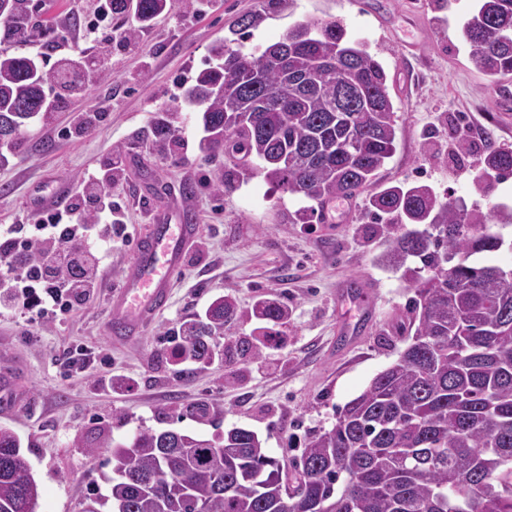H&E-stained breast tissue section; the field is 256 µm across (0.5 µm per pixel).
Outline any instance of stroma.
I'll return each instance as SVG.
<instances>
[{
	"instance_id": "obj_1",
	"label": "stroma",
	"mask_w": 512,
	"mask_h": 512,
	"mask_svg": "<svg viewBox=\"0 0 512 512\" xmlns=\"http://www.w3.org/2000/svg\"><path fill=\"white\" fill-rule=\"evenodd\" d=\"M475 0H191L136 32L130 15L107 19L98 40L110 69L66 96L53 124L31 120L0 164V226L33 215L34 198L72 187L84 171L124 162L112 199L133 236L112 257L102 286L60 326L31 337L23 323L0 318V356L22 368V396L0 425L15 431L40 486L37 512H82L89 494L111 512L112 468L91 458L88 442H124L140 429H173L209 437L234 427L256 431L268 452L298 457L308 434L330 429L341 409L402 349L392 322L414 292L385 259L382 225L369 223L363 191L336 211L333 223L312 217L308 201L274 190L255 164L224 170L223 154L204 156L201 116L181 86L209 61L213 45L231 39L238 18L260 11L241 35L245 48L277 42L294 25L342 21L383 65L397 115L396 150L377 185L424 184L487 211L512 206V178L478 182L485 143L512 149V79L489 84L469 62L459 27ZM99 0H56V34L43 57L55 68L82 55L72 17L88 19ZM171 112L178 144L161 153L154 119ZM85 112L103 118L81 137L64 130ZM468 138L470 152L457 151ZM191 215L201 251L173 281L166 310L136 340L116 342L107 329L111 296L133 260L136 236L161 214ZM227 296L238 312L217 339L210 362L179 373L169 334ZM263 298L284 302L290 317L274 347L245 361L227 353L230 336L255 334ZM103 350L109 365L68 378L58 362L69 348Z\"/></svg>"
}]
</instances>
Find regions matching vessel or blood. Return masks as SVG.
Masks as SVG:
<instances>
[{
  "label": "vessel or blood",
  "mask_w": 512,
  "mask_h": 512,
  "mask_svg": "<svg viewBox=\"0 0 512 512\" xmlns=\"http://www.w3.org/2000/svg\"><path fill=\"white\" fill-rule=\"evenodd\" d=\"M196 231L184 216L174 223L163 219L151 226L121 292L112 298L109 331L113 336L136 334L167 308L171 275L180 268Z\"/></svg>",
  "instance_id": "1"
}]
</instances>
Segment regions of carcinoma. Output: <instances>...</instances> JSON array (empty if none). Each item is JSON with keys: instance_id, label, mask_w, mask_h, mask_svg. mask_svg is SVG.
<instances>
[{"instance_id": "cac0c4a2", "label": "carcinoma", "mask_w": 512, "mask_h": 512, "mask_svg": "<svg viewBox=\"0 0 512 512\" xmlns=\"http://www.w3.org/2000/svg\"><path fill=\"white\" fill-rule=\"evenodd\" d=\"M109 2L148 23L175 0ZM46 6L8 0L0 39L26 42L25 22ZM460 32L476 70L494 82L512 76V0H478ZM211 53L183 92L202 113L203 154L255 161L275 188L318 205L356 195L393 156L386 72L342 22L299 23L263 49L224 42ZM51 79L27 53L0 54V147L47 112ZM153 135L161 146L174 137L167 117ZM478 164V186L511 176L512 150L491 148ZM370 204L414 290L396 322L398 359L289 466L247 428L211 439L137 431L107 458L112 512H512V266L475 259L502 248L493 228L512 223V208L469 210L413 184L385 187ZM235 313L221 296L183 322L180 363L208 362ZM254 315L263 326L241 345L258 359L288 309L266 298ZM38 499L21 440L0 426V512H37Z\"/></svg>"}]
</instances>
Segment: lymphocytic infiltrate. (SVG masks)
Returning a JSON list of instances; mask_svg holds the SVG:
<instances>
[{
    "label": "lymphocytic infiltrate",
    "mask_w": 512,
    "mask_h": 512,
    "mask_svg": "<svg viewBox=\"0 0 512 512\" xmlns=\"http://www.w3.org/2000/svg\"><path fill=\"white\" fill-rule=\"evenodd\" d=\"M81 187V197L94 198V213L75 198L43 210L33 223L0 227L1 315L18 312L39 330L99 288L113 239L130 234L113 223L108 190L95 172L84 173Z\"/></svg>",
    "instance_id": "obj_1"
}]
</instances>
